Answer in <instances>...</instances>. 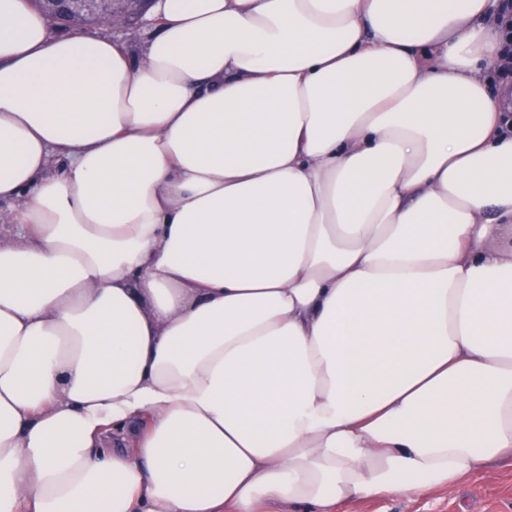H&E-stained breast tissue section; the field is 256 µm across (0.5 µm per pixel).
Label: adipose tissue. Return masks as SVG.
I'll use <instances>...</instances> for the list:
<instances>
[{
  "mask_svg": "<svg viewBox=\"0 0 512 512\" xmlns=\"http://www.w3.org/2000/svg\"><path fill=\"white\" fill-rule=\"evenodd\" d=\"M499 0H0V512H335L512 461ZM131 0H45L47 2L48 16L52 23V31L56 34L72 32L67 26L71 20L78 16H87L98 22L111 20L112 24L97 29L99 35L110 36L113 39L126 43L133 51L139 50L145 37L143 16L135 21V17L127 9V2ZM60 24V25H56ZM66 26V27H64ZM125 28V29H122Z\"/></svg>",
  "mask_w": 512,
  "mask_h": 512,
  "instance_id": "1",
  "label": "adipose tissue"
}]
</instances>
